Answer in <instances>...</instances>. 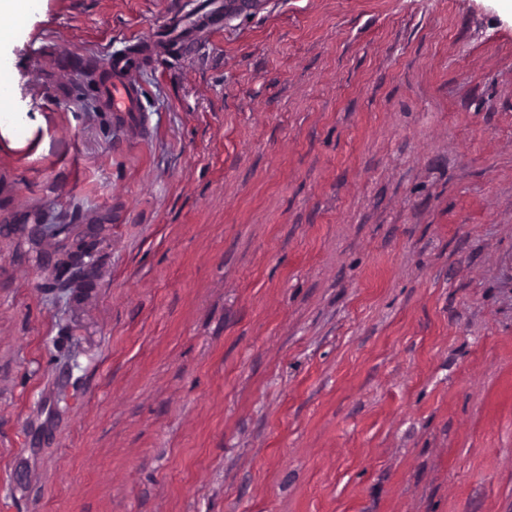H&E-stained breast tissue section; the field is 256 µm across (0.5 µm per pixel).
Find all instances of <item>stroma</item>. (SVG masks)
I'll list each match as a JSON object with an SVG mask.
<instances>
[{
  "label": "stroma",
  "mask_w": 512,
  "mask_h": 512,
  "mask_svg": "<svg viewBox=\"0 0 512 512\" xmlns=\"http://www.w3.org/2000/svg\"><path fill=\"white\" fill-rule=\"evenodd\" d=\"M196 3L0 44V512H512V0ZM138 58L132 55L112 59V76L103 86V100L108 112L133 119L139 112L140 88L131 81L130 74L136 68ZM92 230L93 228L85 229L80 238H74V236H72L60 243L61 247L53 254V260L55 258L54 263L59 258L60 251H82L88 256L87 258H91L95 250H91L90 244L95 241L96 237V234ZM85 275L83 262L79 259H71L56 267V276L51 287L72 288Z\"/></svg>",
  "instance_id": "stroma-1"
}]
</instances>
